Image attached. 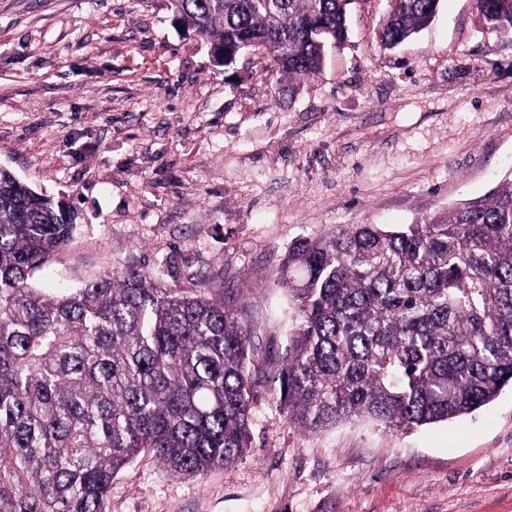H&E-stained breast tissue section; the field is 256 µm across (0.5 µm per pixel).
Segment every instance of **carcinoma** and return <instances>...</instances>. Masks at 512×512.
<instances>
[{"label":"carcinoma","mask_w":512,"mask_h":512,"mask_svg":"<svg viewBox=\"0 0 512 512\" xmlns=\"http://www.w3.org/2000/svg\"><path fill=\"white\" fill-rule=\"evenodd\" d=\"M167 2L180 27L224 50V68L263 41L284 49L267 68L292 83L348 38L351 0ZM439 2L391 0L381 44L409 39ZM476 8L512 37V0ZM77 219L0 169V512H108L112 480L145 451L193 477L250 447L264 367L224 280L168 287L127 269L36 287ZM280 285L298 325L272 400L290 422L400 429L471 414L512 385V179L412 224L299 240Z\"/></svg>","instance_id":"carcinoma-1"}]
</instances>
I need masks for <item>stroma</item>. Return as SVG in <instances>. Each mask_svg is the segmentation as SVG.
Listing matches in <instances>:
<instances>
[{"instance_id": "obj_1", "label": "stroma", "mask_w": 512, "mask_h": 512, "mask_svg": "<svg viewBox=\"0 0 512 512\" xmlns=\"http://www.w3.org/2000/svg\"><path fill=\"white\" fill-rule=\"evenodd\" d=\"M389 0H353L348 39L296 90L243 53L232 70L166 0H0V168L79 212L34 282L130 267L220 278L265 365L251 446L177 477L144 452L109 512H512V387L464 417L310 431L273 404L296 313L277 275L299 239L409 224L512 176V39L475 0H441L383 48Z\"/></svg>"}]
</instances>
